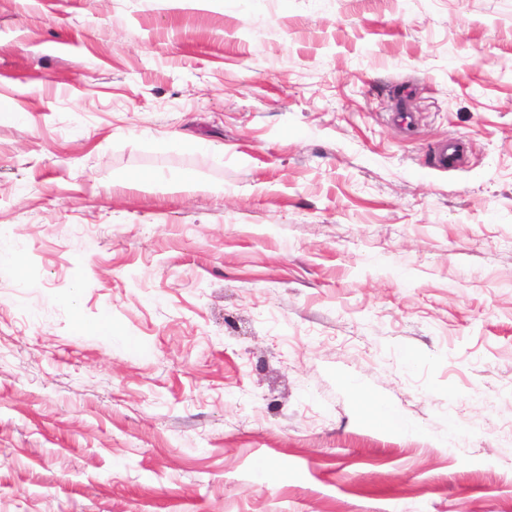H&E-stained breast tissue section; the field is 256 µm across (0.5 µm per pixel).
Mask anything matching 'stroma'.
Listing matches in <instances>:
<instances>
[{"label":"stroma","instance_id":"stroma-1","mask_svg":"<svg viewBox=\"0 0 512 512\" xmlns=\"http://www.w3.org/2000/svg\"><path fill=\"white\" fill-rule=\"evenodd\" d=\"M1 242L0 512H512V0H0Z\"/></svg>","mask_w":512,"mask_h":512}]
</instances>
